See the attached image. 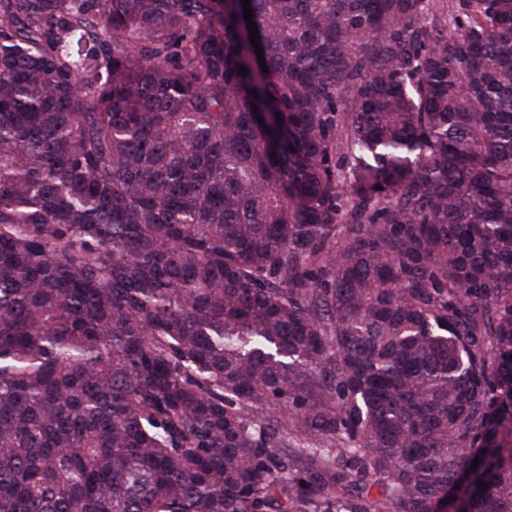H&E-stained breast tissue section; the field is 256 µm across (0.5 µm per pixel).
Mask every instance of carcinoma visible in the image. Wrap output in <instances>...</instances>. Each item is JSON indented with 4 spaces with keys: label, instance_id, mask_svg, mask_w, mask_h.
I'll list each match as a JSON object with an SVG mask.
<instances>
[{
    "label": "carcinoma",
    "instance_id": "1",
    "mask_svg": "<svg viewBox=\"0 0 512 512\" xmlns=\"http://www.w3.org/2000/svg\"><path fill=\"white\" fill-rule=\"evenodd\" d=\"M250 6L0 0V512H512V0Z\"/></svg>",
    "mask_w": 512,
    "mask_h": 512
}]
</instances>
